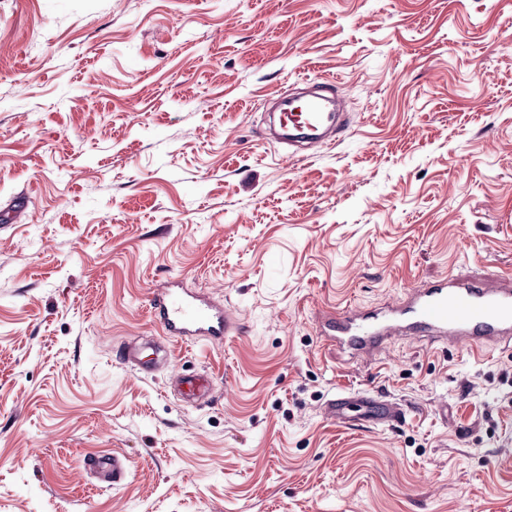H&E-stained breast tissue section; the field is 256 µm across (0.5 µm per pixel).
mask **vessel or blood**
Segmentation results:
<instances>
[{
    "label": "vessel or blood",
    "mask_w": 512,
    "mask_h": 512,
    "mask_svg": "<svg viewBox=\"0 0 512 512\" xmlns=\"http://www.w3.org/2000/svg\"><path fill=\"white\" fill-rule=\"evenodd\" d=\"M318 88V95L300 108L292 98H281L278 142L291 146L327 142L339 120L338 113L330 109L339 85L337 80L323 77ZM149 310L164 335L180 342L221 339L235 329L222 306L206 302L176 283L154 294ZM405 330L457 347L476 349L489 342L512 347V283L488 287L474 281L444 280L418 290L404 307L385 314L337 310L325 334L351 353L372 355ZM325 414L347 424L396 423L404 410L363 389L336 395L326 405ZM87 465L113 483L124 478L119 455L92 458Z\"/></svg>",
    "instance_id": "vessel-or-blood-1"
}]
</instances>
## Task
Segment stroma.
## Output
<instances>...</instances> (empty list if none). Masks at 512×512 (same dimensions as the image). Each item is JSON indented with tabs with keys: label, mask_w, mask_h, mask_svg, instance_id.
Here are the masks:
<instances>
[{
	"label": "stroma",
	"mask_w": 512,
	"mask_h": 512,
	"mask_svg": "<svg viewBox=\"0 0 512 512\" xmlns=\"http://www.w3.org/2000/svg\"><path fill=\"white\" fill-rule=\"evenodd\" d=\"M316 75L356 121L284 155ZM446 276L512 278V0H0V512H512V351L320 334ZM177 278L238 332L165 342ZM325 415L346 424L396 423L404 417V410L370 390L363 389L336 395L326 405ZM84 464L97 474L112 479V485H118L124 478V463L119 455L91 458Z\"/></svg>",
	"instance_id": "stroma-1"
}]
</instances>
